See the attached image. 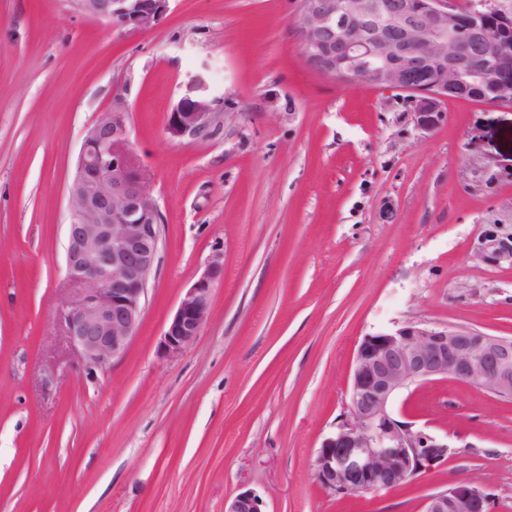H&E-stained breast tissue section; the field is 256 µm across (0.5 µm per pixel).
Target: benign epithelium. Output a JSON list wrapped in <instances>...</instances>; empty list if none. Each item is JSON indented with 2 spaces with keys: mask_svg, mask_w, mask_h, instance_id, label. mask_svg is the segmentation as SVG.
I'll use <instances>...</instances> for the list:
<instances>
[{
  "mask_svg": "<svg viewBox=\"0 0 512 512\" xmlns=\"http://www.w3.org/2000/svg\"><path fill=\"white\" fill-rule=\"evenodd\" d=\"M81 14L117 27L149 29L169 0H71ZM298 35L307 63L342 83L361 82L416 95L417 129L444 120L440 102L461 76L477 72L474 95L512 108V12L495 0H472L461 28L457 0H299ZM229 113L187 99L170 113L167 131L179 138L208 133ZM67 278L79 286L64 312L71 345L94 367L125 354L141 322L162 249L163 215L150 176L133 153L129 112L118 92L87 130L68 187ZM224 278L216 255L185 289L159 342L175 356L201 333L212 291ZM512 399V337L406 323L359 342L349 375L347 415L323 439L312 462L319 485L357 497L393 491L448 461L450 446L397 419L402 390L444 378ZM252 491L224 501V512H265ZM421 512H494V495L466 478L426 497Z\"/></svg>",
  "mask_w": 512,
  "mask_h": 512,
  "instance_id": "benign-epithelium-1",
  "label": "benign epithelium"
}]
</instances>
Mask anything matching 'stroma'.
Segmentation results:
<instances>
[{"instance_id": "stroma-1", "label": "stroma", "mask_w": 512, "mask_h": 512, "mask_svg": "<svg viewBox=\"0 0 512 512\" xmlns=\"http://www.w3.org/2000/svg\"><path fill=\"white\" fill-rule=\"evenodd\" d=\"M297 0H169L146 31L70 0H0V512H420L461 476L512 512V401L453 379L393 409L446 438L448 463L340 500L312 461L346 414L363 336L407 323L512 337V108L415 99L313 70ZM124 97L165 217L126 353L87 368L63 334L67 188L86 130ZM230 118L171 137L183 98ZM197 339L158 342L214 255ZM260 496L252 491H243L224 501V512H266Z\"/></svg>"}]
</instances>
